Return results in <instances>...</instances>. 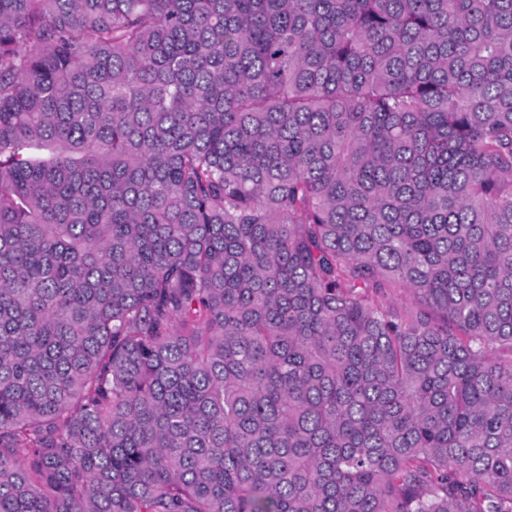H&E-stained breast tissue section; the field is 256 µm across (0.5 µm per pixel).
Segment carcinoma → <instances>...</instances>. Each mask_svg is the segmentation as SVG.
<instances>
[{
  "mask_svg": "<svg viewBox=\"0 0 512 512\" xmlns=\"http://www.w3.org/2000/svg\"><path fill=\"white\" fill-rule=\"evenodd\" d=\"M0 512H512V0H0Z\"/></svg>",
  "mask_w": 512,
  "mask_h": 512,
  "instance_id": "carcinoma-1",
  "label": "carcinoma"
}]
</instances>
